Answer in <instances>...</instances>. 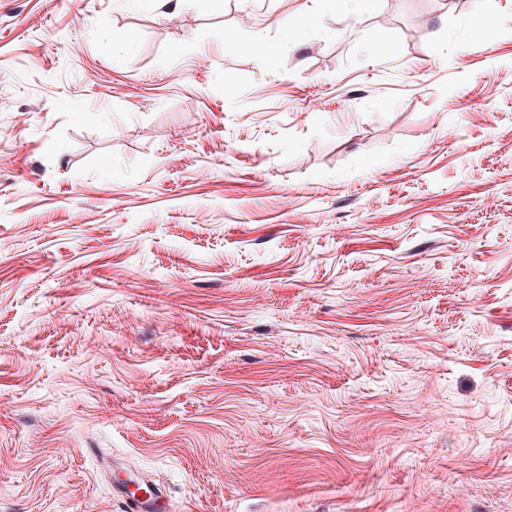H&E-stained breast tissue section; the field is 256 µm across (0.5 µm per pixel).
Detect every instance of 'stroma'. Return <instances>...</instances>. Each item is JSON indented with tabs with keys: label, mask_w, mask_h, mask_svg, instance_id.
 <instances>
[{
	"label": "stroma",
	"mask_w": 512,
	"mask_h": 512,
	"mask_svg": "<svg viewBox=\"0 0 512 512\" xmlns=\"http://www.w3.org/2000/svg\"><path fill=\"white\" fill-rule=\"evenodd\" d=\"M116 464L512 512V0H0V512Z\"/></svg>",
	"instance_id": "stroma-1"
}]
</instances>
